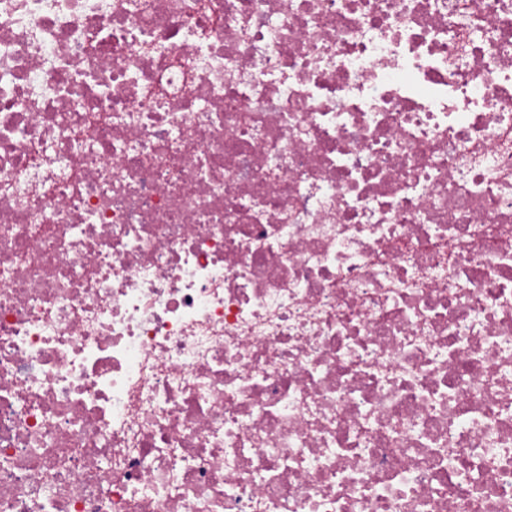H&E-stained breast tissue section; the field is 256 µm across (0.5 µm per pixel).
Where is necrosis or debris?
<instances>
[{"label":"necrosis or debris","instance_id":"obj_1","mask_svg":"<svg viewBox=\"0 0 512 512\" xmlns=\"http://www.w3.org/2000/svg\"><path fill=\"white\" fill-rule=\"evenodd\" d=\"M0 512H512V0H0Z\"/></svg>","mask_w":512,"mask_h":512}]
</instances>
